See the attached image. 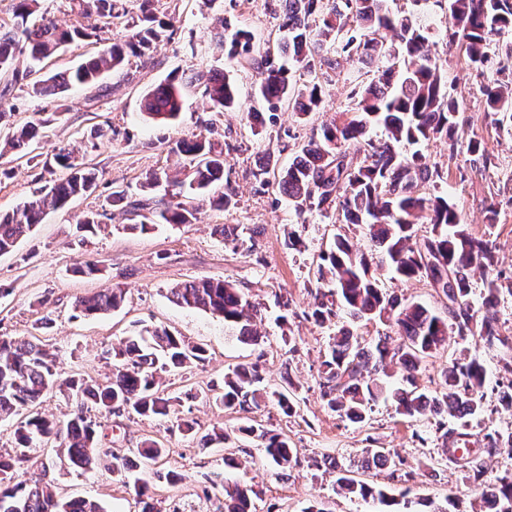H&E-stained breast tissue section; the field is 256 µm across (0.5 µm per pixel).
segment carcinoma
<instances>
[{
	"label": "carcinoma",
	"mask_w": 512,
	"mask_h": 512,
	"mask_svg": "<svg viewBox=\"0 0 512 512\" xmlns=\"http://www.w3.org/2000/svg\"><path fill=\"white\" fill-rule=\"evenodd\" d=\"M38 0H16L13 17L0 23V74L4 76L0 100L28 78L64 45L89 38L97 18H129L132 34L123 44L114 43L96 56L60 75L47 76L32 84L35 95L52 98L73 85H88L105 73L120 72L130 56L144 57L153 46L170 39L171 24L160 22L153 11L154 0H71L75 23L61 29L47 15L35 16ZM280 28L288 39L277 45L276 53L242 52L261 75L256 96L272 111L282 103L294 104L307 118L322 109L325 86L317 71L328 68L356 70L349 99L351 106L320 126L299 155L284 169L278 190L288 196L298 214L341 213L343 223L366 227L368 247L360 250L343 236L322 254L310 318L323 326L345 308L357 321H376L389 330L367 340L350 329L341 328L330 337L320 363L319 388L326 408L352 422H362L378 399L392 401L396 413L411 420L433 418L442 432L446 459L464 472L465 478L484 471L485 459L512 453V433L488 434L483 446L457 448L448 435L466 437L468 419L483 410L486 370L479 356L454 358L440 372L435 390L419 388L420 364L448 348V331L462 340L470 339L485 349L509 346L501 336L494 309L498 305L501 273L492 246L474 237L462 215L446 194L426 192L429 185L444 180L436 162L417 149L410 154L404 145H427L443 141L448 159L459 151L458 115L461 105L448 90V78L428 39L406 16L392 15L386 0H284ZM512 31V0H448L446 47L465 46L467 63L482 78L487 111L501 113L512 122V66L497 59L494 38ZM29 64L16 66L20 55ZM292 59L312 79L300 85L276 57ZM203 82V95L215 112L238 105L235 86L221 73L205 75L190 69L181 82ZM142 110L154 120L171 122L182 110L180 85L169 80L147 92ZM51 117L27 122L8 139L10 150L27 153L39 130L51 125ZM381 127L385 138L373 142L371 127ZM364 153L354 166L351 152ZM172 152L185 157L190 174L174 182L178 191L157 198L153 191L169 181L166 171L154 170L142 183L146 195L139 199L126 191L112 193L111 204L123 205L140 217L142 231L156 224H189L194 218L193 196L211 183L224 180V148L201 137L181 141ZM53 161L69 171L68 176L45 185L12 213L0 215V255L9 253L18 241L42 223L52 210L71 199L93 192L95 170L76 161L73 152L61 149ZM429 224V235L418 238V225ZM385 268L402 279L426 281L436 293L451 302L448 317L426 305L400 300L380 286L377 269ZM475 269L486 276L487 288L476 306L470 296L469 273ZM172 300L189 309L224 318L238 331V339L258 345L264 341L255 319L262 312L235 284L227 280H198L179 283L170 289ZM124 289L108 285L78 299L76 308L85 315L120 308ZM206 350L165 328L130 336L107 349L112 360V377L100 383L72 377L66 387L74 397V410L64 421L46 418L35 407L58 383L55 357L36 336H0V421L15 419L16 448L0 454V512H101L96 502L83 497L64 499L52 485L16 480L17 472L30 461L29 449L42 440H61L69 464L81 471L96 467L100 460V423L91 413L120 416L123 413L170 421L187 434H196L197 422L177 409L179 398L162 388L161 374L185 370L205 361ZM215 403L237 412L258 410L276 402L289 417L295 412V394L289 390L270 391L263 385L258 364H239L224 376L222 390L214 393ZM456 425L448 426V419ZM250 438L264 449L267 458L286 470L298 463L297 450L288 435L242 425L231 431L215 427L200 438L201 446L227 444ZM166 448L152 439L135 451V458L118 459L116 470L134 472L136 459L158 461ZM365 462L379 468L400 470L403 459H394L383 448H373ZM313 466L336 472L338 491L364 502L376 501L386 507L402 503L410 489L390 494L354 475L336 458L324 456ZM219 489L217 512H251L254 490L244 484L212 481ZM134 488L141 512H155L148 501L150 480L137 477ZM485 512H512V474L483 484Z\"/></svg>",
	"instance_id": "1"
}]
</instances>
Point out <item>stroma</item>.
<instances>
[{
	"label": "stroma",
	"instance_id": "35a3bbf8",
	"mask_svg": "<svg viewBox=\"0 0 512 512\" xmlns=\"http://www.w3.org/2000/svg\"><path fill=\"white\" fill-rule=\"evenodd\" d=\"M392 13L415 14L423 34L447 70L448 87L461 103L460 129L478 136L487 158L472 160L467 152L449 156L439 142L426 154L442 167L445 178L439 190L448 194L471 233L489 240L495 248L503 276L496 308L502 335L512 336V125L486 111L481 80L471 70L461 48H447L446 8L433 6L417 14L410 0H390ZM280 0H159L157 15L173 22L170 40L161 42L151 57L130 58L117 74L104 75L96 84L69 89L62 104L42 99L30 82L17 85L8 99L15 123L22 124L41 113L55 114L52 126L39 132L30 144V156L10 152L0 157V211L16 209L47 182L62 178L44 162L66 147L94 167L99 176L94 193L73 198L61 210L49 213L41 224L11 253L0 255V336L39 335L58 355L62 376L80 373L105 380L111 372L104 352L113 343L144 328L162 327L203 346L204 362L182 372L163 375L169 393L181 397L184 414L197 420L201 431L219 426L236 428L243 420L257 427L283 432L297 448L299 463L280 469L265 460L255 444L230 443L199 447L196 438L184 435L171 424L138 415L106 421L102 448L123 458L147 439L162 444L166 454L156 468L176 469L182 482L170 485L153 481L151 495L157 512H214L217 502L207 496L214 476L228 482L252 485L255 512H306L309 506L323 512H377L378 507L352 501L336 491V477L316 471L313 459L331 455L345 465H360L370 448H383L405 462L418 494L445 502L453 498L458 512H479L484 481L512 472V454L488 460L483 479H465L462 472L444 461L442 442L434 420L412 421L397 415L387 400H379L365 422L353 423L326 409L318 386V369L333 330L320 327L309 317L312 294L318 287L316 270L320 256L337 235L366 244L364 227L339 223L336 215L312 213L299 217L282 195L274 175L254 177L256 160L271 154L279 166H287L313 129L329 121L349 103L350 82L329 74L325 108L309 120L299 119L288 106L268 111L255 105L254 89L260 75L240 57L231 55L229 39L236 33L251 39L252 47H265L286 37L280 29ZM97 35L65 46L47 64L45 74L64 71L93 52L125 39L130 32L125 20H97ZM217 69L233 81L239 106L229 112H213L201 86L183 87V108L169 125L153 122L140 109V100L172 75L188 69ZM260 115L252 117L250 106ZM113 130L111 141L94 138L97 128ZM203 135L224 146V183L196 195L193 223L154 226L149 232L134 230L135 219L111 205L113 191L139 196L147 172L166 170L170 178H183V161L172 151L176 142ZM230 186V207H216L212 199ZM495 207V223H487L486 210ZM90 212L101 213L95 236L79 240L77 224ZM241 231L237 242L218 234L222 225ZM300 238L297 248L288 245L289 235ZM94 261L104 269L101 279L74 274L76 265ZM386 291L399 299L415 300L438 314L447 301L425 281L404 280L390 272L377 273ZM200 279H226L265 306L258 328L265 339L259 345L242 343L222 319L201 310L174 304L169 290L175 284ZM112 283L127 292L124 305L94 317L75 308L77 298ZM288 298V325L280 327L275 293ZM50 315L42 329L38 321ZM297 352H290V345ZM503 348L480 350L487 370L483 411L469 419V433L512 432V411L498 404L507 382L501 371ZM239 363L259 364L265 384L272 389L293 382L296 413L285 417L277 405L250 417L209 401L206 392L221 383L229 368ZM35 465L20 470L24 480L47 476L61 497H85L98 502L103 512H140L137 497L126 473L110 463L90 472L69 467L60 449L40 444L31 448Z\"/></svg>",
	"mask_w": 512,
	"mask_h": 512
}]
</instances>
